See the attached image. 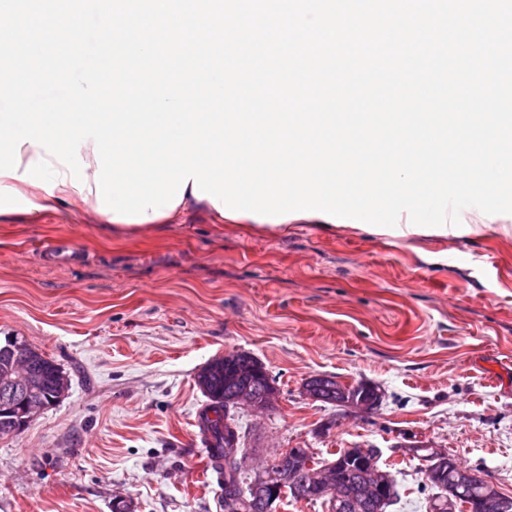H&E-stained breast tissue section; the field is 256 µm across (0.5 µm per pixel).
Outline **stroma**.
<instances>
[{"label":"stroma","mask_w":512,"mask_h":512,"mask_svg":"<svg viewBox=\"0 0 512 512\" xmlns=\"http://www.w3.org/2000/svg\"><path fill=\"white\" fill-rule=\"evenodd\" d=\"M58 241L78 259L50 261ZM12 338L71 386L0 437V512H224L195 380L236 351L280 385L263 416L235 410L248 446L381 448L394 512H426L402 443L448 449L512 495V214L467 208L428 232L404 214L384 235L343 217L271 233L203 206L119 235L74 205L0 218V344ZM318 373L375 383L385 401L361 417L309 400Z\"/></svg>","instance_id":"35a3bbf8"}]
</instances>
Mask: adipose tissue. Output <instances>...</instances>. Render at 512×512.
<instances>
[{"mask_svg":"<svg viewBox=\"0 0 512 512\" xmlns=\"http://www.w3.org/2000/svg\"><path fill=\"white\" fill-rule=\"evenodd\" d=\"M13 195L15 199L24 201L26 204L25 212L29 215H38L45 210L55 209L57 205L63 203H78L81 204L87 213L92 214L94 220L98 223H112L113 229L116 232H141L155 228L157 223L175 224L178 223L181 217L194 207L198 206L199 199L195 197L192 189H185L182 202L175 208L167 210L165 216H162L160 221H146L143 223H126V222H111L109 215L98 212L97 198H96V185L95 183H88L84 190H77L70 184V172L68 168H61L60 177L58 179V188L56 193L44 196L42 201H34L33 198L27 197L21 189H14Z\"/></svg>","mask_w":512,"mask_h":512,"instance_id":"1","label":"adipose tissue"}]
</instances>
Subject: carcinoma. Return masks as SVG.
Listing matches in <instances>:
<instances>
[{"mask_svg":"<svg viewBox=\"0 0 512 512\" xmlns=\"http://www.w3.org/2000/svg\"><path fill=\"white\" fill-rule=\"evenodd\" d=\"M18 340L0 345V385L12 376V359ZM35 373L41 390L46 396H54L55 377L61 367L55 360L33 349ZM210 363L216 369L207 376L197 374L196 383L208 404L201 416L199 428L203 441L208 449L212 468L224 475V512H265L264 504L268 487L281 482H296L310 480L309 471L303 467L304 458L293 461L275 459L267 467V480L256 484L252 478L237 472L233 464L227 460L226 448H236L243 452L247 450L246 437L242 435L241 427L230 414L233 403L230 398L233 389L241 383H246L263 400L267 393H280L277 379L268 368L252 353L246 351L214 357ZM313 382L318 386L320 402L336 405L343 398L344 385L337 377L320 374ZM319 467L331 470L336 482V491L351 500L358 492L360 485L373 473L381 470V466L372 459L360 457L350 458L344 455V449L334 453L331 460L315 461ZM480 479L472 482L461 490L453 501H448V482L450 475H445L436 481L430 477L421 486L426 492L427 512H480L478 504L486 492L494 487L493 482L480 468L475 469ZM384 485L379 492L382 504H369L357 509L339 508L340 502H331V512H387V508L396 504L399 499L397 481L388 470L381 476Z\"/></svg>","mask_w":512,"mask_h":512,"instance_id":"cac0c4a2","label":"carcinoma"}]
</instances>
